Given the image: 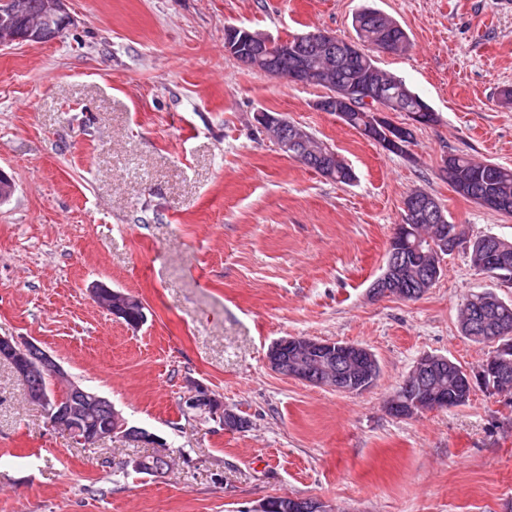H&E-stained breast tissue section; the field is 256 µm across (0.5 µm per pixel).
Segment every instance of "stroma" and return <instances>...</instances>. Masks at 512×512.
<instances>
[{"label": "stroma", "instance_id": "stroma-1", "mask_svg": "<svg viewBox=\"0 0 512 512\" xmlns=\"http://www.w3.org/2000/svg\"><path fill=\"white\" fill-rule=\"evenodd\" d=\"M371 5L411 45L378 54L438 115L407 155L368 141L324 93L248 67L227 27L352 40ZM75 23L0 49V336L33 340L156 441L80 445L52 427L0 363V512H257L279 496L328 512H512V396L398 418L386 402L424 354L475 369L488 345L460 331L463 299L512 288L466 249L420 299L370 295L404 202L432 194L469 237L512 240V216L457 194L451 152L512 168V4L504 0H67ZM278 113L354 170L328 181L256 122ZM140 300L128 326L93 282ZM359 343L380 375L341 393L272 372V341ZM247 430L185 411L188 381ZM168 460L163 474L130 459Z\"/></svg>", "mask_w": 512, "mask_h": 512}]
</instances>
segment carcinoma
I'll return each instance as SVG.
<instances>
[{"instance_id": "1", "label": "carcinoma", "mask_w": 512, "mask_h": 512, "mask_svg": "<svg viewBox=\"0 0 512 512\" xmlns=\"http://www.w3.org/2000/svg\"><path fill=\"white\" fill-rule=\"evenodd\" d=\"M52 2L54 0H17L15 11H0V25L7 24L22 29L37 21L46 26L54 24L56 20L50 9ZM353 28L356 41L362 46V53L349 62L336 61V71L332 72L334 82L338 85L357 84L361 81L363 74L370 70L373 74V84L363 87L361 97L371 98V104L361 106L362 110L383 108L394 112H419L422 117L421 124L430 125L437 122V115L432 109L421 112V105L425 104V101L409 89L404 79L383 71L373 59V53L377 52V48L381 45L387 46L392 53L404 51L410 44L406 30L399 23L373 8H365L355 14ZM302 39L307 42V46L298 49L293 44L284 49L278 46L267 48L261 44L246 43L243 45V50L266 60L265 72L288 79L293 73L295 56L314 54L313 43L325 39L332 40L334 36L327 32L316 31L303 34ZM448 165L453 169V175L448 177L451 187L454 188L462 182L467 184L468 191L462 193V196L475 203L483 197L506 196L508 207L499 210V213L512 215V168H506L497 163L490 165L486 161L479 162L465 153L448 154ZM447 227L455 229V225L445 218L435 223L422 224L412 223L406 216L403 223L396 225L389 248L400 251L406 265L420 266L424 264L426 258L416 252V241L431 236L440 237L442 230ZM498 243V250L505 257L506 263L494 264L491 259L474 254L470 255V262L478 272L512 286V241L500 238ZM477 307L483 310L495 308L497 324L495 329H489L471 337L468 326ZM459 322L461 333L471 337V340L496 343L493 350L487 353L483 365L479 366L482 370L484 365L493 363L496 366V372L485 375L479 387L492 394L511 393L512 304L507 308L503 307L499 304L498 297L491 292L484 293L482 297L473 294L471 298L462 301ZM304 344L306 340L303 338L293 339L288 342V347L282 352L284 370L290 375L295 373L294 363ZM471 374H476V371L470 372L458 363L426 379H419L410 374L389 399L387 409L395 417L410 418L412 414L408 413L407 409L411 406L428 411L465 405L469 402L473 391L469 386ZM60 414L70 419L84 418L101 425L111 418L109 407L97 406L87 409L79 396L71 397L62 404Z\"/></svg>"}]
</instances>
